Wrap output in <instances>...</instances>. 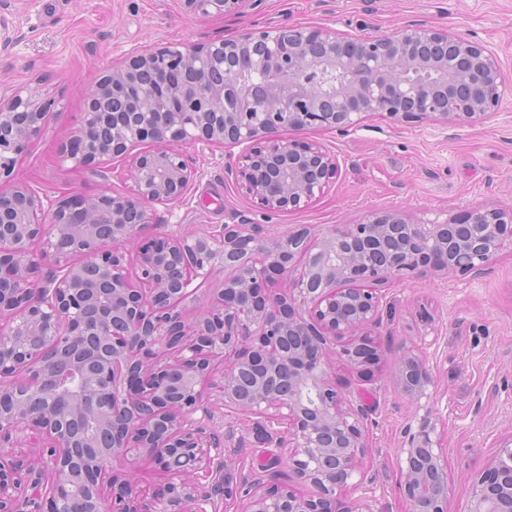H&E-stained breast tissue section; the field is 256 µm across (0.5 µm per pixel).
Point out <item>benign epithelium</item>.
<instances>
[{"label": "benign epithelium", "instance_id": "benign-epithelium-1", "mask_svg": "<svg viewBox=\"0 0 512 512\" xmlns=\"http://www.w3.org/2000/svg\"><path fill=\"white\" fill-rule=\"evenodd\" d=\"M189 16L239 12L246 0H180ZM225 65L215 83L211 68ZM348 72L324 91L309 76ZM259 81L247 90L241 75ZM512 86L495 53L464 33L406 25L370 38L317 26L259 27L227 40L169 44L113 66L85 96L66 158L76 168L125 160V195L70 196L56 207L17 181L26 144L49 112L25 87L0 99V512H207L206 482L223 466L213 409L252 422L270 462L235 480L224 499L240 512H373L338 508L361 485L372 408L348 401L331 359L360 374L381 354L379 286L427 272H478L512 246V208L455 221L374 213L327 232L259 224L185 232L153 223L180 199L197 142L244 146L230 168L241 192L269 213L297 211L336 182L341 165L288 131L347 133L371 115L464 127L492 117ZM137 243L136 268L122 249ZM41 245L40 252L33 244ZM222 267L224 287L193 316L187 300ZM80 376L60 388L54 364ZM396 384L417 407L431 375L411 350ZM42 400L39 411L29 401ZM428 409L405 430L398 463L406 512H448V457ZM37 434L40 450L6 458ZM137 457L167 475L141 506ZM286 484L270 493L280 468ZM310 487L307 494L297 486ZM470 512H512V439L470 488Z\"/></svg>", "mask_w": 512, "mask_h": 512}]
</instances>
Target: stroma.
<instances>
[{"label":"stroma","instance_id":"1","mask_svg":"<svg viewBox=\"0 0 512 512\" xmlns=\"http://www.w3.org/2000/svg\"><path fill=\"white\" fill-rule=\"evenodd\" d=\"M414 23L473 36L495 52L512 84V0H246L222 18L189 16L178 0H0V95L24 86L50 105L17 176L48 204L130 191L125 162L82 169L62 155L80 122L85 91L133 52L232 38L257 26L316 25L372 36ZM303 136L324 144L341 164L336 183L303 210L261 213L228 173L240 146L198 142L187 150L195 169L188 191L178 202L155 205L154 222L188 231L246 221L269 232L299 224L325 232L383 211L431 222L488 204L512 207L510 95L478 126L371 116L346 133ZM381 290L390 313L374 331L379 368L361 379L342 365L332 369L344 394L373 406L363 491L375 512H405L397 457L417 408L397 387L395 372L403 350L415 346L434 381L429 404L445 430L448 512H469L472 478L512 438V248L477 274L428 272ZM214 425L232 434L226 447L232 475L265 462L245 417L220 409Z\"/></svg>","mask_w":512,"mask_h":512}]
</instances>
